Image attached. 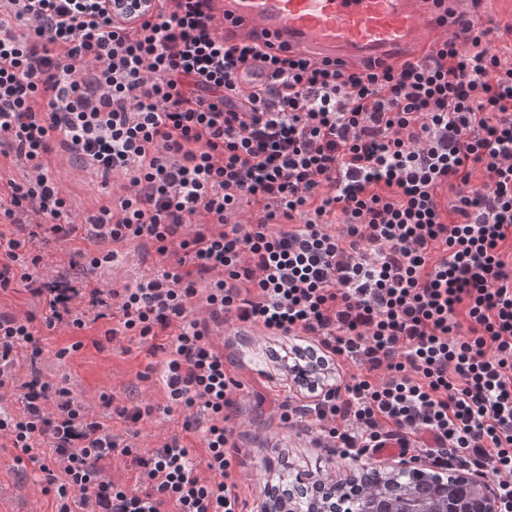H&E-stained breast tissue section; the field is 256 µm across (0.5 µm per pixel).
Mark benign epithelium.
Masks as SVG:
<instances>
[{"label":"benign epithelium","mask_w":512,"mask_h":512,"mask_svg":"<svg viewBox=\"0 0 512 512\" xmlns=\"http://www.w3.org/2000/svg\"><path fill=\"white\" fill-rule=\"evenodd\" d=\"M152 0H103L104 8L112 18L125 24L149 11ZM305 353H288V366L293 384L321 386L322 392L334 389L324 383L325 362ZM360 479L355 487L365 491V505L359 512H498L500 503L494 484L460 470L451 474L424 469L408 472L391 462L367 466L356 464ZM303 501L311 512H354L344 507V486L317 479L302 472L288 483L267 488L266 500L260 512H295L294 503Z\"/></svg>","instance_id":"benign-epithelium-1"}]
</instances>
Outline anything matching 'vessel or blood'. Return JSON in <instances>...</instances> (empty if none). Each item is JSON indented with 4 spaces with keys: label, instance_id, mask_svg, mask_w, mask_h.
Here are the masks:
<instances>
[{
    "label": "vessel or blood",
    "instance_id": "obj_1",
    "mask_svg": "<svg viewBox=\"0 0 512 512\" xmlns=\"http://www.w3.org/2000/svg\"><path fill=\"white\" fill-rule=\"evenodd\" d=\"M232 40L265 39L314 61L356 67L420 59L441 36L485 31L479 0H214Z\"/></svg>",
    "mask_w": 512,
    "mask_h": 512
}]
</instances>
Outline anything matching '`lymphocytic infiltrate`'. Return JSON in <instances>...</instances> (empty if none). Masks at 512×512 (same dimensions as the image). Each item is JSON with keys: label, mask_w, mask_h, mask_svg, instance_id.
<instances>
[{"label": "lymphocytic infiltrate", "mask_w": 512, "mask_h": 512, "mask_svg": "<svg viewBox=\"0 0 512 512\" xmlns=\"http://www.w3.org/2000/svg\"><path fill=\"white\" fill-rule=\"evenodd\" d=\"M211 2L156 0L126 26L97 0H0V153L25 168L0 192L17 230L0 233V293L45 310H0V440L38 464L57 512H246L239 384L214 343L234 322L355 361L297 410L342 456L452 462L512 512V62L453 33L421 60L346 69L227 44ZM58 147L123 176L112 207L72 210L45 164ZM81 228L98 249L58 265L44 232ZM141 241L158 267L85 287ZM113 309L108 341L166 338L162 411L200 432V459L175 437L136 452L36 369V321L83 330ZM118 457L134 487L113 481Z\"/></svg>", "instance_id": "lymphocytic-infiltrate-1"}]
</instances>
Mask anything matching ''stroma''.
Instances as JSON below:
<instances>
[{
  "label": "stroma",
  "instance_id": "1",
  "mask_svg": "<svg viewBox=\"0 0 512 512\" xmlns=\"http://www.w3.org/2000/svg\"><path fill=\"white\" fill-rule=\"evenodd\" d=\"M46 164L80 211L95 212L111 206L120 193L118 182L101 186L99 179L71 164L62 150L49 155ZM120 252L121 261L114 276L89 278L88 287H122L157 261L153 248L147 244L124 246ZM105 328L102 322L82 331L39 328L45 376L58 384L67 383L76 394L87 398L111 395L108 414L114 434L124 437L140 432L139 442L146 446L177 435L192 446L194 455H201L198 438L185 432L184 417L179 412L167 415L159 410L137 424L120 415V408L133 400L149 399L159 406L164 404V356L153 351L151 342L137 337L109 343L104 337ZM216 342L224 354L228 373L240 384L238 401L229 411V423L239 432L233 462L238 493L248 508L253 510L261 504L268 485L278 483L287 462L300 469L322 471L339 481L353 475L350 460L342 458L335 449L313 445L310 420L290 425L281 419L282 413L299 405L302 395L270 353L290 350L292 339L260 336L244 326L231 325L225 327ZM16 455L15 449L0 447V512H54L55 499L44 493V479L38 466L29 461L17 464Z\"/></svg>",
  "mask_w": 512,
  "mask_h": 512
}]
</instances>
